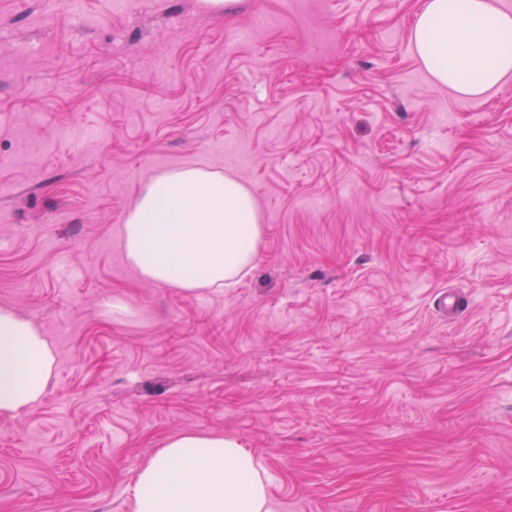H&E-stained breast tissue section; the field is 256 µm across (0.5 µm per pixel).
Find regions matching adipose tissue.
<instances>
[{"instance_id":"obj_1","label":"adipose tissue","mask_w":512,"mask_h":512,"mask_svg":"<svg viewBox=\"0 0 512 512\" xmlns=\"http://www.w3.org/2000/svg\"><path fill=\"white\" fill-rule=\"evenodd\" d=\"M512 13L488 0H426L412 32L433 78L469 97L512 73ZM257 202L238 179L202 167L155 175L120 231L125 257L145 281L187 296L235 287L259 252ZM53 352L31 322L0 308V416L46 391ZM133 512H274L266 470L234 436L184 431L165 437L141 467Z\"/></svg>"}]
</instances>
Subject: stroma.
<instances>
[{
	"instance_id": "obj_1",
	"label": "stroma",
	"mask_w": 512,
	"mask_h": 512,
	"mask_svg": "<svg viewBox=\"0 0 512 512\" xmlns=\"http://www.w3.org/2000/svg\"><path fill=\"white\" fill-rule=\"evenodd\" d=\"M423 2L0 0V307L55 358L0 418V512H132L188 430L237 437L276 512H512V76L436 82ZM194 165L264 237L238 287L186 296L118 234Z\"/></svg>"
}]
</instances>
